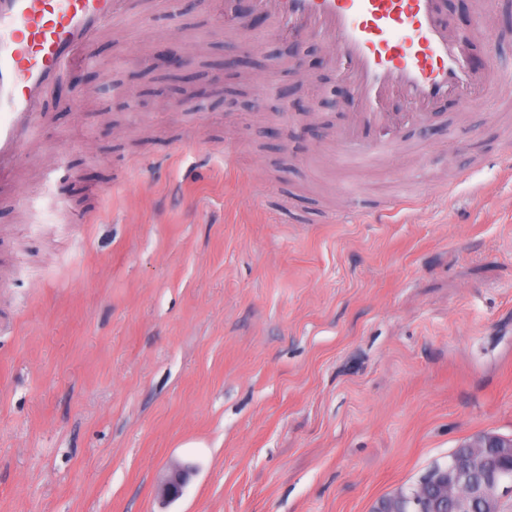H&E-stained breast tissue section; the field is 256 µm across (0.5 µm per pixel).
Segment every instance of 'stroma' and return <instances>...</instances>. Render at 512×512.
Listing matches in <instances>:
<instances>
[{
    "label": "stroma",
    "mask_w": 512,
    "mask_h": 512,
    "mask_svg": "<svg viewBox=\"0 0 512 512\" xmlns=\"http://www.w3.org/2000/svg\"><path fill=\"white\" fill-rule=\"evenodd\" d=\"M509 15L468 46L506 78ZM174 35L223 87L240 42L173 0L101 33L89 86H161L135 62ZM249 37L256 106L46 103L0 205V512H371L512 436V94L443 106L392 158L278 150L274 91L315 109L343 83L326 38L295 77Z\"/></svg>",
    "instance_id": "1"
}]
</instances>
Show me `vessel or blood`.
I'll use <instances>...</instances> for the list:
<instances>
[{
  "label": "vessel or blood",
  "instance_id": "b4317fda",
  "mask_svg": "<svg viewBox=\"0 0 512 512\" xmlns=\"http://www.w3.org/2000/svg\"><path fill=\"white\" fill-rule=\"evenodd\" d=\"M119 0H0V186H12L24 151L46 118L44 104L91 57L104 26L125 18ZM269 32L330 38L351 84L354 109L340 136L362 158L399 152L408 123L386 111L398 97L430 123L435 109L478 89L503 93L495 64L467 62L442 0H252Z\"/></svg>",
  "mask_w": 512,
  "mask_h": 512
}]
</instances>
